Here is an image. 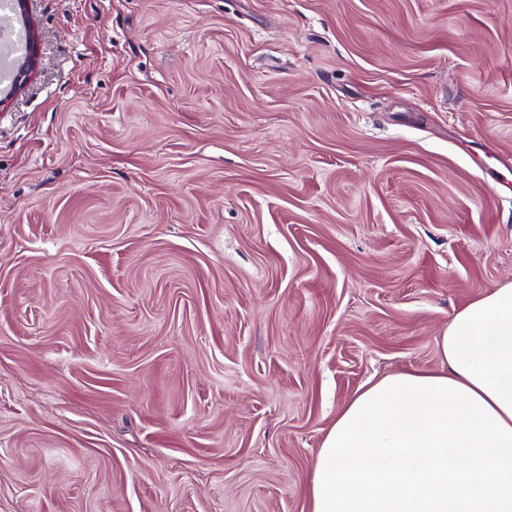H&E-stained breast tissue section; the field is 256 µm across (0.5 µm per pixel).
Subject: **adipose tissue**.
<instances>
[{
	"mask_svg": "<svg viewBox=\"0 0 512 512\" xmlns=\"http://www.w3.org/2000/svg\"><path fill=\"white\" fill-rule=\"evenodd\" d=\"M442 371L387 375L338 414L310 512H512V282L457 311Z\"/></svg>",
	"mask_w": 512,
	"mask_h": 512,
	"instance_id": "adipose-tissue-1",
	"label": "adipose tissue"
}]
</instances>
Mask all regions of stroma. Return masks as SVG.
Returning a JSON list of instances; mask_svg holds the SVG:
<instances>
[{
  "mask_svg": "<svg viewBox=\"0 0 512 512\" xmlns=\"http://www.w3.org/2000/svg\"><path fill=\"white\" fill-rule=\"evenodd\" d=\"M0 106V512H309L343 406L512 280V0H29Z\"/></svg>",
  "mask_w": 512,
  "mask_h": 512,
  "instance_id": "stroma-1",
  "label": "stroma"
}]
</instances>
